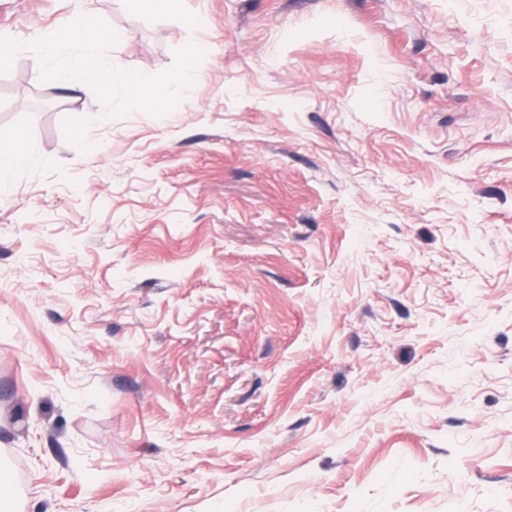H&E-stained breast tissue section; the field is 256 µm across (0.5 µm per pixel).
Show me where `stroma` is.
Wrapping results in <instances>:
<instances>
[{"instance_id":"35a3bbf8","label":"stroma","mask_w":512,"mask_h":512,"mask_svg":"<svg viewBox=\"0 0 512 512\" xmlns=\"http://www.w3.org/2000/svg\"><path fill=\"white\" fill-rule=\"evenodd\" d=\"M85 7L208 50L162 118L0 73L11 512H512V0ZM123 8L140 15H171L176 12L177 0H121ZM0 185L11 178L12 169L23 163L25 160L24 146L18 139L11 138L8 141L1 139L0 142Z\"/></svg>"}]
</instances>
